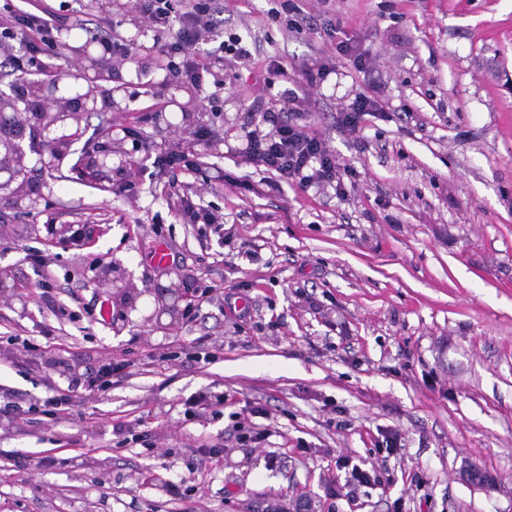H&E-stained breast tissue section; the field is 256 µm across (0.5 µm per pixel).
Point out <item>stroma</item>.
<instances>
[{
  "mask_svg": "<svg viewBox=\"0 0 512 512\" xmlns=\"http://www.w3.org/2000/svg\"><path fill=\"white\" fill-rule=\"evenodd\" d=\"M74 8L132 55L105 67L119 109L25 127L32 209L0 174V512H512V0H224L251 56L219 91L141 72L130 0ZM288 89L353 169L344 196L246 161L249 112ZM361 94L386 116L351 132ZM177 142L198 170L168 165ZM186 186L223 233L184 223ZM60 394L56 421L25 416Z\"/></svg>",
  "mask_w": 512,
  "mask_h": 512,
  "instance_id": "obj_1",
  "label": "stroma"
}]
</instances>
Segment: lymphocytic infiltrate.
Segmentation results:
<instances>
[{
  "instance_id": "lymphocytic-infiltrate-1",
  "label": "lymphocytic infiltrate",
  "mask_w": 512,
  "mask_h": 512,
  "mask_svg": "<svg viewBox=\"0 0 512 512\" xmlns=\"http://www.w3.org/2000/svg\"><path fill=\"white\" fill-rule=\"evenodd\" d=\"M135 7L160 35L156 66L174 79L203 86L212 65L198 46L209 37L218 38L219 50L243 59L250 52L240 36L220 40L217 17L224 12L223 0H136ZM68 0L56 9L38 15L22 9L0 13V71L24 74L40 56L55 54L53 30L68 19ZM287 106L270 104L251 113L243 130L247 160L302 188H340L341 166L324 142L309 132L293 104L299 96L288 92Z\"/></svg>"
}]
</instances>
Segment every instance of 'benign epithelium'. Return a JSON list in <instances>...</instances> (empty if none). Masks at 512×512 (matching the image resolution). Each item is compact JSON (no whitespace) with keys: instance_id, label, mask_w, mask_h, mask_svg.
<instances>
[{"instance_id":"1","label":"benign epithelium","mask_w":512,"mask_h":512,"mask_svg":"<svg viewBox=\"0 0 512 512\" xmlns=\"http://www.w3.org/2000/svg\"><path fill=\"white\" fill-rule=\"evenodd\" d=\"M63 45L77 58L89 62V67L94 71V76L86 77L90 83L88 91L74 98L61 97L57 101L55 111H49L39 104L40 87L27 79L18 80L16 88L11 94H0V112L11 110L29 112L40 121L44 128H49L64 118L77 112H96L99 110L98 102H103L106 107L115 104L113 95L115 90L97 84V81L105 79L103 71V54L98 52L99 45L94 41H86L80 45H72L63 42ZM21 130L10 138L0 140V172L6 170L11 177H16L25 169L26 153L20 143Z\"/></svg>"}]
</instances>
